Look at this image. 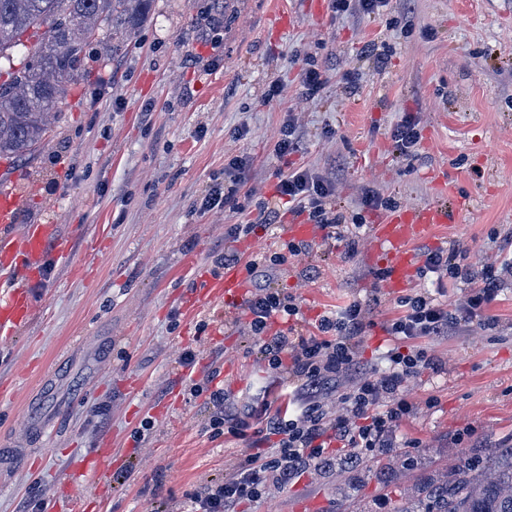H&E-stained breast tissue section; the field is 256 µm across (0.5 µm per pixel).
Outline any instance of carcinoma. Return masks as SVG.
<instances>
[{
  "label": "carcinoma",
  "mask_w": 512,
  "mask_h": 512,
  "mask_svg": "<svg viewBox=\"0 0 512 512\" xmlns=\"http://www.w3.org/2000/svg\"><path fill=\"white\" fill-rule=\"evenodd\" d=\"M148 0H0V160L34 155L50 139L51 118L64 81L84 70L96 38H114L111 28ZM36 48L14 62L24 37ZM401 512H512V446L496 450L492 473L475 466L448 470V479L428 483Z\"/></svg>",
  "instance_id": "obj_1"
}]
</instances>
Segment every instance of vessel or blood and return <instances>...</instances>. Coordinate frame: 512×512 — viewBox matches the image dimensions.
<instances>
[{
	"label": "vessel or blood",
	"instance_id": "1",
	"mask_svg": "<svg viewBox=\"0 0 512 512\" xmlns=\"http://www.w3.org/2000/svg\"><path fill=\"white\" fill-rule=\"evenodd\" d=\"M21 206L18 195L0 187V334L5 336L15 333L30 320L34 297L19 285L18 279L24 276L34 282L40 278L46 249L55 236L50 224H36L26 231L13 232ZM447 221V209L434 206L395 212L374 226L373 252L384 258L388 291L407 288L416 269L412 243L428 238L438 225ZM246 290L243 270L231 266L225 268L223 276L205 279L202 291L191 305L197 308L219 300L240 303Z\"/></svg>",
	"mask_w": 512,
	"mask_h": 512
}]
</instances>
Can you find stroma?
<instances>
[{
  "mask_svg": "<svg viewBox=\"0 0 512 512\" xmlns=\"http://www.w3.org/2000/svg\"><path fill=\"white\" fill-rule=\"evenodd\" d=\"M309 3L227 0L214 31L197 23L205 0H150L124 21L112 59L91 51L86 74L66 82L48 144L0 160V186L26 200L17 227L53 224L71 245L65 259L48 251L33 319L0 342V512L35 501L42 512L78 501L82 512H190L246 451L275 444L266 403L287 398L289 378L269 370L244 307L185 311L202 276L223 275L227 252L275 260L270 285L300 315L274 317L271 333L306 336L330 309L367 306L368 365L399 312L372 255L387 207L465 201L415 247L470 266L466 280L416 277L441 303H462L484 267L512 257V0H388L375 14L325 0L319 16ZM309 68L325 77L310 96ZM406 115L420 141L402 156L392 133ZM289 120L304 149L281 157ZM297 168L335 177L345 239L320 230L296 255L277 184ZM216 186L233 204L201 209ZM239 224L252 232L235 236ZM419 346L440 365L410 381L398 448L311 470L239 512H401L449 468L512 445V276L481 317ZM189 349L200 372L182 380ZM219 387L249 409L243 435L213 430L208 394ZM106 445L104 481L77 477L75 464Z\"/></svg>",
  "mask_w": 512,
  "mask_h": 512,
  "instance_id": "1",
  "label": "stroma"
}]
</instances>
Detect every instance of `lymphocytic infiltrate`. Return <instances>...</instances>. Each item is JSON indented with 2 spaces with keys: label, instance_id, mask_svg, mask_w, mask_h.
I'll return each mask as SVG.
<instances>
[{
  "label": "lymphocytic infiltrate",
  "instance_id": "lymphocytic-infiltrate-1",
  "mask_svg": "<svg viewBox=\"0 0 512 512\" xmlns=\"http://www.w3.org/2000/svg\"><path fill=\"white\" fill-rule=\"evenodd\" d=\"M277 192L321 228L338 227L339 218L329 207L333 182L299 168L281 178ZM249 275L253 291L247 301L248 326L269 367L292 373L297 406L291 414L269 417L267 429L277 438L275 447L245 455L223 483L197 496L193 512H237L243 502L261 498L269 484L284 486L310 468L330 469L337 461L352 463L361 453L394 447L395 432L412 409L405 385L420 367L417 340L447 338L501 290L499 278L489 270L452 310L424 290L402 297L400 315L385 326L394 341L383 355L385 364L368 367L358 358L365 322L361 303L351 302L323 317L315 334L272 336L271 319L281 313L297 315L298 308L269 287L268 266L252 264ZM331 438L340 441V450L328 447Z\"/></svg>",
  "mask_w": 512,
  "mask_h": 512
}]
</instances>
